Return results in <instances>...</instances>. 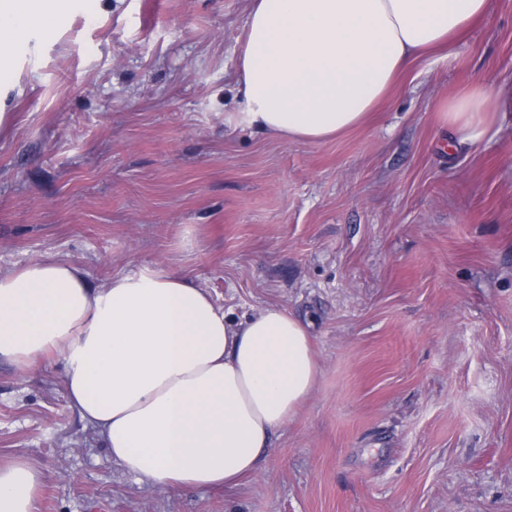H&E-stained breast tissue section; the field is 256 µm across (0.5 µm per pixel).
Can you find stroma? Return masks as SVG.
Returning a JSON list of instances; mask_svg holds the SVG:
<instances>
[{
    "label": "stroma",
    "instance_id": "obj_1",
    "mask_svg": "<svg viewBox=\"0 0 512 512\" xmlns=\"http://www.w3.org/2000/svg\"><path fill=\"white\" fill-rule=\"evenodd\" d=\"M247 5L74 0L6 51L0 271L175 268L232 316L280 306L313 394L254 475L173 493L112 463L60 365L1 364L0 463L43 470L38 512H512V104L454 153L437 112L512 91V0L317 143L225 125Z\"/></svg>",
    "mask_w": 512,
    "mask_h": 512
}]
</instances>
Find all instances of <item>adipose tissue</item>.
Returning a JSON list of instances; mask_svg holds the SVG:
<instances>
[{
  "label": "adipose tissue",
  "mask_w": 512,
  "mask_h": 512,
  "mask_svg": "<svg viewBox=\"0 0 512 512\" xmlns=\"http://www.w3.org/2000/svg\"><path fill=\"white\" fill-rule=\"evenodd\" d=\"M71 0H0V51L50 33ZM489 0H250L238 62L243 109L224 122L321 142L359 126L424 51L453 49ZM498 90L471 82L439 108L455 148L481 143ZM58 360L70 407L113 463L171 491L231 487L309 399L318 363L307 326L278 306L233 318L177 270L92 283L45 255L0 273V363ZM44 474L0 465V512H36Z\"/></svg>",
  "instance_id": "adipose-tissue-1"
}]
</instances>
